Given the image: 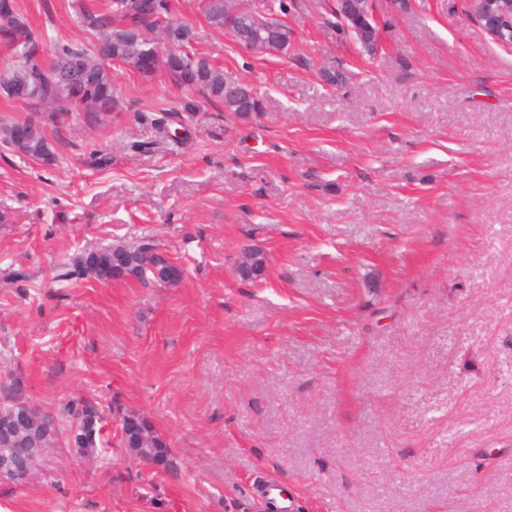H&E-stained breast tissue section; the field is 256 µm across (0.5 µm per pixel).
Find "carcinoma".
<instances>
[{"label": "carcinoma", "mask_w": 512, "mask_h": 512, "mask_svg": "<svg viewBox=\"0 0 512 512\" xmlns=\"http://www.w3.org/2000/svg\"><path fill=\"white\" fill-rule=\"evenodd\" d=\"M246 11L238 12L224 0H202L206 21L218 31L241 29L254 33V25L264 19L263 13L276 10L284 13L287 5L273 0H244ZM79 23L88 33L80 44H60L50 61L38 54L39 36L27 15L18 10L14 0H0V43L9 49L7 62L0 66V94L10 100L35 96L33 111L52 122L71 112H86L97 119L118 108L114 94L112 71L105 61H115L144 76L163 71L179 88L183 96L182 111L197 110V98L215 101L243 122L263 111V102L256 93L248 96L237 83L227 77L224 69L207 56L195 52L193 28L172 16L168 0H106L105 8L96 10L82 2L71 4ZM365 0H336V18L342 29L355 36L369 54L378 47V32L374 21L367 17ZM172 24L158 27L159 17ZM267 54H286L293 41L292 30L278 24L262 32ZM157 137L153 145L163 148L171 142H182L177 129L185 128L179 110H168L155 123ZM6 137L15 152L48 164L54 152L44 131L43 122L16 123L6 130ZM154 245L147 241L131 252L108 246L85 254L74 270L60 274L84 275L96 262L108 266L123 263L133 257L141 261L150 256ZM66 418L76 420L75 448L79 455L92 457L101 439L100 415L89 404L77 400L65 405L51 416L56 423ZM130 451L139 459L150 462L158 456H169V448L156 433H147Z\"/></svg>", "instance_id": "carcinoma-1"}]
</instances>
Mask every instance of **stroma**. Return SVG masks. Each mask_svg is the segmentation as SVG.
Listing matches in <instances>:
<instances>
[{
    "label": "stroma",
    "instance_id": "35a3bbf8",
    "mask_svg": "<svg viewBox=\"0 0 512 512\" xmlns=\"http://www.w3.org/2000/svg\"><path fill=\"white\" fill-rule=\"evenodd\" d=\"M172 4L264 112L201 102L157 150L144 117L181 94L118 66L120 112L46 124L45 165L0 96V407L16 387L103 418L95 457L60 435L0 512H268L272 479L293 512H512V46L467 0H374L370 55L333 0H288L293 44L262 56ZM17 5L45 57L87 38L69 0ZM148 238L182 281L58 278ZM247 247L260 281L234 273ZM127 414L168 464L124 447ZM6 137L15 152L22 156L49 164L54 152L44 131L42 121L15 123L6 130ZM114 246L111 245L99 250H96L93 254H85L81 257L80 263L74 265V270L71 271L73 274L84 275L89 271L90 267L94 265L98 260L100 263L112 266V258L117 263H123L131 257L129 252H123L120 250L114 251ZM113 252V255H112ZM70 271L60 274L61 278H67L72 275Z\"/></svg>",
    "mask_w": 512,
    "mask_h": 512
}]
</instances>
